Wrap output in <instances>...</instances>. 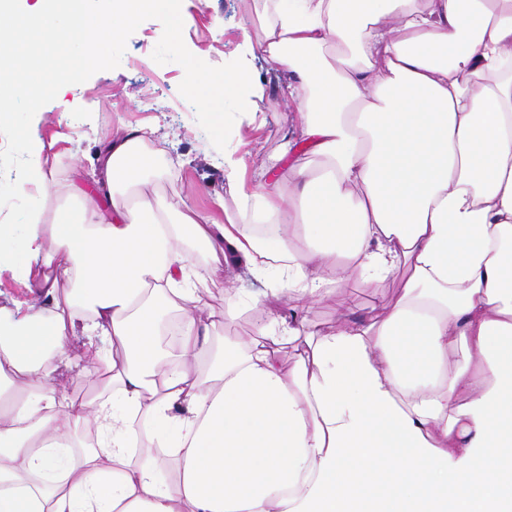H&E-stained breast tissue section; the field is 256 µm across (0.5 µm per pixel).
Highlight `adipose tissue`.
I'll return each instance as SVG.
<instances>
[{"mask_svg":"<svg viewBox=\"0 0 512 512\" xmlns=\"http://www.w3.org/2000/svg\"><path fill=\"white\" fill-rule=\"evenodd\" d=\"M269 2L238 65L191 67L190 86L209 113L229 99L255 116L262 56L290 74L320 167L253 182L228 150L223 220L123 205L165 177L135 128L93 159L111 212L51 215L44 143L19 139L49 305L0 308V512H512V0ZM255 224L276 231L261 242ZM197 243L224 270L223 311L202 299ZM240 265L295 311L211 342L239 314ZM397 276L378 321L297 316ZM78 331L109 347L99 394L75 400L46 381ZM301 336L284 368L271 344Z\"/></svg>","mask_w":512,"mask_h":512,"instance_id":"obj_1","label":"adipose tissue"}]
</instances>
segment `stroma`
<instances>
[{
    "label": "stroma",
    "mask_w": 512,
    "mask_h": 512,
    "mask_svg": "<svg viewBox=\"0 0 512 512\" xmlns=\"http://www.w3.org/2000/svg\"><path fill=\"white\" fill-rule=\"evenodd\" d=\"M264 6V0H210L208 7L201 8L197 0H182V13L191 18L183 29V41L208 64H226L237 58L243 28H256ZM162 30L158 20L142 22L129 37L118 67L76 85L70 106L52 101L35 114L31 132L45 143L47 170L54 181L50 210L73 208L79 197L96 195L92 159L98 142L138 125L148 129L147 148L163 152L168 175L156 188L159 195L173 201L186 199L218 218L235 209L236 200L224 184V154L213 146L193 105L179 92L183 67L175 62L161 65L152 58ZM254 67L265 85L260 121L251 126L234 124L227 148L244 155L249 171L259 177L283 171L309 155L300 145H292L291 153L283 151L284 144H292L296 121L294 112L280 102L284 75L268 69L259 58ZM35 281L23 268L0 271V307L12 310L20 303L44 307L46 300L35 290ZM398 287V280H391L375 298L353 283L305 307L301 316L319 330L347 315L366 322L382 314ZM100 365V360L90 358L59 364L48 384L60 394H91L94 387L87 373Z\"/></svg>",
    "instance_id": "obj_1"
}]
</instances>
